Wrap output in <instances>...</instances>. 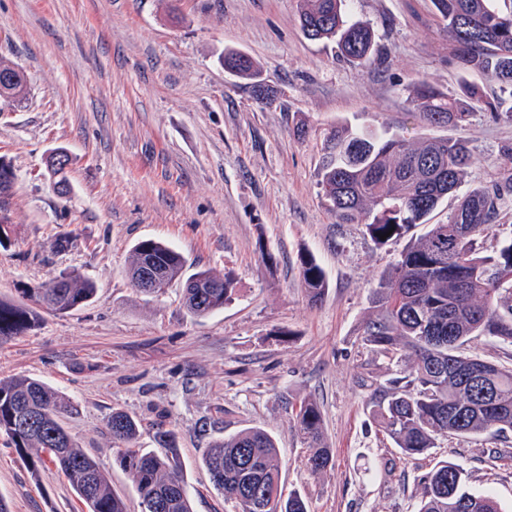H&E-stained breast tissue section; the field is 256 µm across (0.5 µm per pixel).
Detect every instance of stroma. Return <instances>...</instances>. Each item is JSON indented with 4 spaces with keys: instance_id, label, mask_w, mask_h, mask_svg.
Here are the masks:
<instances>
[{
    "instance_id": "stroma-1",
    "label": "stroma",
    "mask_w": 512,
    "mask_h": 512,
    "mask_svg": "<svg viewBox=\"0 0 512 512\" xmlns=\"http://www.w3.org/2000/svg\"><path fill=\"white\" fill-rule=\"evenodd\" d=\"M299 10V0H0V55L28 88L22 107L0 108V156L16 175L0 297L63 271L97 284L93 302L0 339V377L42 379L78 404L67 427L129 512H140L139 494L113 451L116 409L140 420L138 447L154 449L157 424L176 431L193 512H237L202 456L250 427L275 436L283 488L310 512H412L441 460L512 512V436L445 437L407 457L373 421L371 396L399 369L357 337L374 278L405 242L379 246L364 225L336 223L319 186L325 136L340 125L464 138L475 157L466 186L489 184L512 169V119L478 106L463 129L431 127L409 89L425 80L451 95L466 82L488 100L501 92L459 67L432 0H353L375 32L365 65L305 38ZM228 52L253 59L263 91L225 71ZM57 148L71 158L64 198L44 177ZM143 239L180 252L186 273L231 275L234 300L194 316L183 281L137 291L126 266ZM303 252L327 276L316 303L299 275ZM304 400L317 403L333 451L322 477L292 420ZM0 498L9 512L83 510L54 467L31 473L1 437Z\"/></svg>"
}]
</instances>
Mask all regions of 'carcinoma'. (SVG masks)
Masks as SVG:
<instances>
[{
  "instance_id": "obj_1",
  "label": "carcinoma",
  "mask_w": 512,
  "mask_h": 512,
  "mask_svg": "<svg viewBox=\"0 0 512 512\" xmlns=\"http://www.w3.org/2000/svg\"><path fill=\"white\" fill-rule=\"evenodd\" d=\"M437 16L454 40L464 69L475 68L512 97V0H432ZM350 0H300L304 36L335 45L343 58L359 64L370 60L375 33L352 18ZM224 68L256 79L253 59L232 53ZM0 75L13 81L0 87V101L21 103L27 85L19 67L0 55ZM411 103L428 124L461 128L472 115L478 91L462 85L450 96L427 82L413 85ZM48 163L50 186L70 193L66 169L70 156L53 153ZM473 164L462 139L410 138L338 127L325 137L319 185L338 224H362L377 245L403 237L425 224L448 196L464 183ZM15 174L0 157V224L11 221L9 197ZM512 174L490 185L469 188L443 224H431L410 242L374 286L372 310L361 327L362 343L403 367V376L378 388L371 415L405 456L423 455L441 437L512 433V368L461 351L474 336H491L512 345V237L485 254L479 240L499 228L498 216ZM390 233L386 239L380 235ZM153 263L162 291L182 277L185 259L166 244L146 239L134 245L128 278L140 288ZM309 299H323L328 283L310 254L298 259ZM93 280L64 272L22 291L23 299H0V339L33 329L43 314L62 316L88 304L96 295ZM235 295L234 280L212 270L192 274L185 282L189 313L205 316L224 308ZM78 414L77 405L46 382L24 375L0 378V436L31 469L46 463L63 475L88 512H128L112 490L108 473L72 437L64 419ZM294 421L310 453L312 473L330 470L332 452L324 442L323 419L316 404L300 403ZM108 430L116 461L137 487L141 512H192L175 430L159 427L156 441L163 455L135 448L140 424L114 411ZM216 490L239 512H255L250 502L274 500L275 512H309L298 493L283 498L275 438L261 428L243 429L213 442L202 458ZM414 512H501L486 493L467 485L465 468L440 461L420 482Z\"/></svg>"
}]
</instances>
